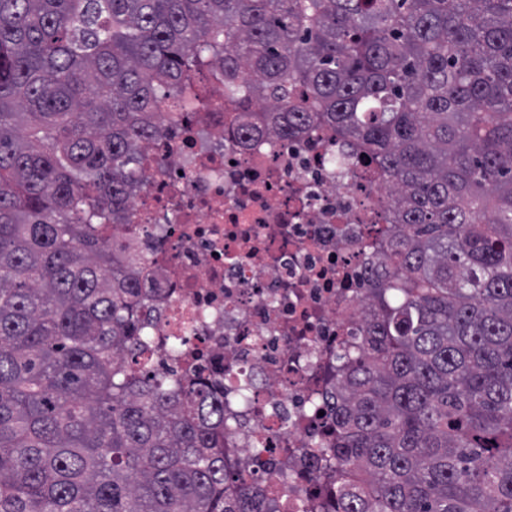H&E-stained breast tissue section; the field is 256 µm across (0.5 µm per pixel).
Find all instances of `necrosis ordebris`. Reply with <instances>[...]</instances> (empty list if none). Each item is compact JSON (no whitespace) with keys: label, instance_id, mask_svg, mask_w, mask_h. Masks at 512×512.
<instances>
[{"label":"necrosis or debris","instance_id":"obj_1","mask_svg":"<svg viewBox=\"0 0 512 512\" xmlns=\"http://www.w3.org/2000/svg\"><path fill=\"white\" fill-rule=\"evenodd\" d=\"M137 153L148 183L105 237L148 288L156 368L201 374L224 401V447L246 479L285 471L279 512H306L318 444L335 437L336 354L361 343L369 274L393 234L385 177L324 122L282 139L203 69L161 102Z\"/></svg>","mask_w":512,"mask_h":512}]
</instances>
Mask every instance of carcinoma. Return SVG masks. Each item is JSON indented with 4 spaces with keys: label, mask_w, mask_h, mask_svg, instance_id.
<instances>
[{
    "label": "carcinoma",
    "mask_w": 512,
    "mask_h": 512,
    "mask_svg": "<svg viewBox=\"0 0 512 512\" xmlns=\"http://www.w3.org/2000/svg\"><path fill=\"white\" fill-rule=\"evenodd\" d=\"M389 179L396 240L340 356L334 512H512V0H0V512H273L203 377L142 375L102 228L204 66Z\"/></svg>",
    "instance_id": "cac0c4a2"
}]
</instances>
